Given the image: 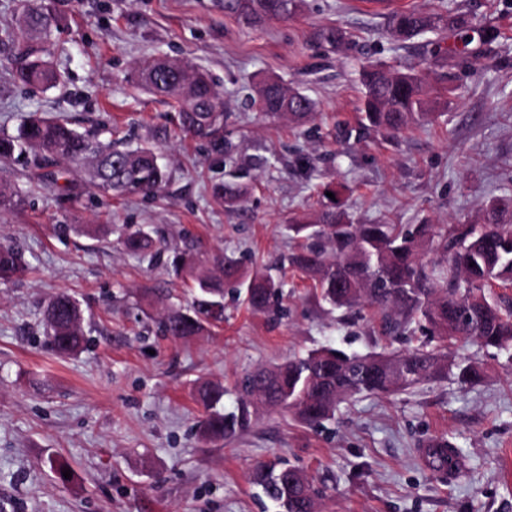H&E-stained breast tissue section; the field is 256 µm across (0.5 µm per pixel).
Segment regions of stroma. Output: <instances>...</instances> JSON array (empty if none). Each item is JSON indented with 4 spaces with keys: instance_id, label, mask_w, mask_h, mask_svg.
Returning a JSON list of instances; mask_svg holds the SVG:
<instances>
[{
    "instance_id": "stroma-1",
    "label": "stroma",
    "mask_w": 512,
    "mask_h": 512,
    "mask_svg": "<svg viewBox=\"0 0 512 512\" xmlns=\"http://www.w3.org/2000/svg\"><path fill=\"white\" fill-rule=\"evenodd\" d=\"M400 2L462 13L485 38L451 67L431 56L428 36L392 40L383 10L366 0H303L295 16L256 28L225 14L222 0H51L62 83L44 89L4 68L21 5L0 0V134L35 113L64 118L146 144L169 171L161 194L115 197L77 168L51 179L32 155L0 161V182L24 193L0 212V242L26 267L0 281V512H276L252 476L279 460L312 478L318 512H512V349L459 340L448 357L481 361L479 383L450 376L362 396L318 428L263 410L247 431L213 440L195 385L223 387L228 412L245 371L319 347L391 353L411 343L383 335L376 310L318 303L290 272L281 319L228 296L223 324L191 343L158 333L170 305L185 301L187 279L170 266L185 246L204 269L226 255L275 270L292 244L289 224L313 216L328 191L359 224H469L491 198L512 195V0ZM323 26L344 41H318ZM154 56L212 76L229 152L183 136L173 104L133 86L136 65ZM371 62L425 75L439 115L393 136L354 137L360 71ZM268 78L314 99L313 118H263L250 99ZM233 177L247 193L228 206L213 187ZM130 226L164 242L160 258L121 248ZM61 291L78 300L89 338L68 357L54 352L43 321ZM441 437L461 451L451 478L418 453ZM60 467L71 479H58Z\"/></svg>"
}]
</instances>
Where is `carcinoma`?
Segmentation results:
<instances>
[{
  "label": "carcinoma",
  "mask_w": 512,
  "mask_h": 512,
  "mask_svg": "<svg viewBox=\"0 0 512 512\" xmlns=\"http://www.w3.org/2000/svg\"><path fill=\"white\" fill-rule=\"evenodd\" d=\"M302 0H223L224 12L247 26L295 14ZM56 16L44 5L24 0L17 29L8 34L13 53L8 65L14 77L27 86L55 88L62 76L49 60L47 45ZM457 31L460 43L433 53L454 61L468 53L469 31L448 15H427L417 9L393 11L388 16L390 35L412 38L438 28ZM136 85L164 95L178 109L181 130L187 135L221 145L224 104L214 83L193 72L181 61L155 58L134 69ZM364 112L357 133L397 134L413 122L431 115L422 79L411 72L372 64L362 70ZM253 103L268 118L286 116L298 123L315 111L308 95L290 90L268 78L257 88ZM101 128L79 131L54 118L31 116L13 135L0 136V158L34 150L44 160L64 162L88 171L101 192L119 195L156 194L167 182V171L155 152L145 146L130 148L104 142ZM245 188L226 183L214 187L216 197L232 204ZM297 241L283 263L312 282L322 301L336 309L374 307L392 330L416 325L429 335L427 341L404 352L347 354L321 348L271 367L244 372L236 382L237 411L218 410L224 389L202 385L197 400L208 416L203 433L211 439H230L250 428L258 406L277 408L295 420L317 427L331 420L338 406L357 395H396L448 376L475 384L482 367L464 360L448 365V343L468 339L484 348L512 347V300L494 292L512 286V198L490 202L479 224H356L342 207L320 210L314 220H296ZM125 249L154 260L161 240L143 229L131 228L122 241ZM438 252V261L424 260L425 250ZM175 273L191 277L194 294L185 306L160 322L162 335L190 340L209 326L224 321V287L244 294L254 312L276 317L283 310V282L259 269H247L232 258L224 259L220 273L196 269L191 250L173 256ZM23 272L20 252L0 245V280ZM44 319L54 350L61 356L84 349L89 339L81 326L79 303L67 292L47 304ZM291 467L271 463L254 472L253 481L277 504L279 512H310L319 491L298 474L295 483L280 480Z\"/></svg>",
  "instance_id": "1"
}]
</instances>
